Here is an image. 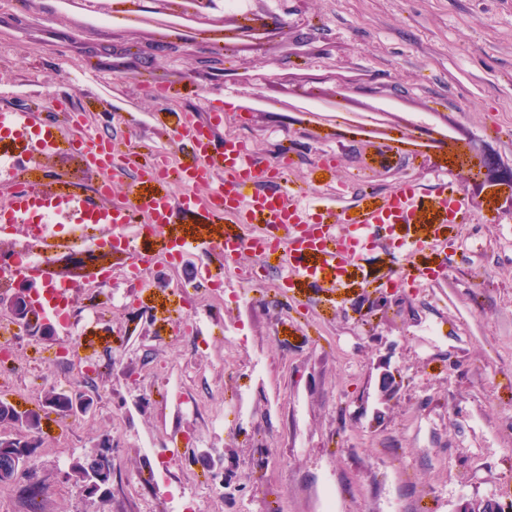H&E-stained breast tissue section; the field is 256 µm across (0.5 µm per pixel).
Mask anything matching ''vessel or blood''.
I'll return each instance as SVG.
<instances>
[{
  "label": "vessel or blood",
  "mask_w": 512,
  "mask_h": 512,
  "mask_svg": "<svg viewBox=\"0 0 512 512\" xmlns=\"http://www.w3.org/2000/svg\"><path fill=\"white\" fill-rule=\"evenodd\" d=\"M181 135L195 140L197 159L194 163L159 165L142 173L143 186L134 187V207L113 203L109 189L86 201L88 212L105 214L108 223H133L142 216L147 224L170 223L174 208L190 212L203 211L209 218L234 216L238 230L225 231L209 239L179 237L166 246L167 258L182 257L190 251H219L231 257L243 248L272 257L287 252L296 274L319 286H346L348 269L360 259L368 241L398 224H421L425 236L438 238L439 227L460 218L461 202L441 187L421 200L413 184H404L393 196L359 212L353 220L351 237L337 235L334 214L301 206L286 190L262 195L248 194L247 188L255 177V165L248 159L245 145L235 140L224 142V176L216 178L207 162L212 141L205 137L201 125L188 123ZM76 139L87 160L101 171L112 165V146L100 137L78 130ZM209 185L206 196L193 194L196 184ZM183 187L180 197H173L169 186ZM283 229L280 237L267 236L268 226Z\"/></svg>",
  "instance_id": "vessel-or-blood-1"
}]
</instances>
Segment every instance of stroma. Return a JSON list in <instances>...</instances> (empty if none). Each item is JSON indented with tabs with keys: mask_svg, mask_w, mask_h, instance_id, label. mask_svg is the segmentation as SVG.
I'll return each instance as SVG.
<instances>
[{
	"mask_svg": "<svg viewBox=\"0 0 512 512\" xmlns=\"http://www.w3.org/2000/svg\"><path fill=\"white\" fill-rule=\"evenodd\" d=\"M277 24L256 50L197 40L161 53L146 26L89 28L59 0H14L0 13V113L49 116L57 148L27 172L29 193L90 196L110 180L124 202L157 154L190 160L182 123L211 122L259 161L257 186L308 190L336 231L405 182L430 194L447 178L469 215L441 248L409 257L399 240L371 244L351 287L294 286L260 253L163 258L173 233L211 221L178 214L147 241L144 282L122 272L126 252L100 247L87 263L112 285L75 292V325L50 319L18 337L0 309V399L40 417L39 512H512V208L472 190L470 161L512 179V0H245ZM313 40L316 57L280 63ZM226 52L215 73L200 56ZM274 111L241 108L240 73ZM359 102L434 113L459 138L388 174L359 160L334 126L299 125L286 108L339 83ZM65 101V110L56 101ZM85 123L109 138L114 169L90 167L73 142ZM0 211L16 189L26 141L0 130ZM223 265L218 282L199 271ZM82 393L87 415L60 416L48 396ZM224 403L210 429L209 404ZM112 441V481L93 497L59 479L70 461Z\"/></svg>",
	"mask_w": 512,
	"mask_h": 512,
	"instance_id": "1",
	"label": "stroma"
}]
</instances>
